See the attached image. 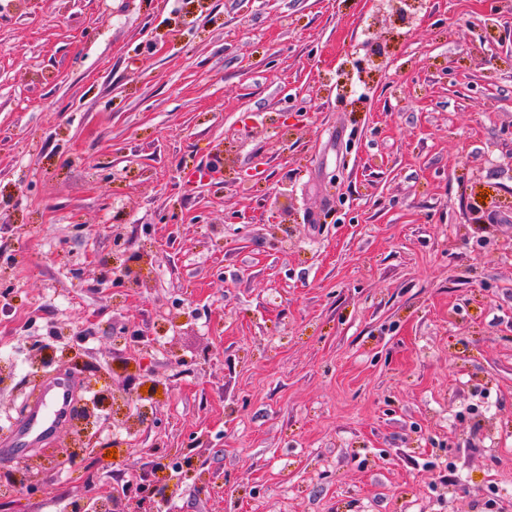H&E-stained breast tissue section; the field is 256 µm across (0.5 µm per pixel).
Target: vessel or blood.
<instances>
[{
  "label": "vessel or blood",
  "mask_w": 512,
  "mask_h": 512,
  "mask_svg": "<svg viewBox=\"0 0 512 512\" xmlns=\"http://www.w3.org/2000/svg\"><path fill=\"white\" fill-rule=\"evenodd\" d=\"M74 394L75 386L69 381L56 379L44 384L28 410L27 427L18 437L19 444L38 447L45 436L62 427L77 410Z\"/></svg>",
  "instance_id": "vessel-or-blood-1"
}]
</instances>
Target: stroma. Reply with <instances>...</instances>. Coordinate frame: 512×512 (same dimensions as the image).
Returning a JSON list of instances; mask_svg holds the SVG:
<instances>
[{
	"instance_id": "stroma-1",
	"label": "stroma",
	"mask_w": 512,
	"mask_h": 512,
	"mask_svg": "<svg viewBox=\"0 0 512 512\" xmlns=\"http://www.w3.org/2000/svg\"><path fill=\"white\" fill-rule=\"evenodd\" d=\"M54 375L114 402L26 483ZM2 473L0 512L511 504L512 0H0ZM154 490L146 484L131 486L123 496L122 512H154Z\"/></svg>"
}]
</instances>
